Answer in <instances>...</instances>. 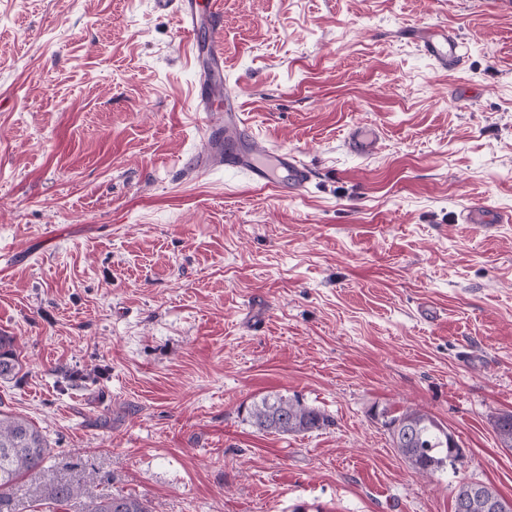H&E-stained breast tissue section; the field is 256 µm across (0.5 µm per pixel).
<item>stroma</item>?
I'll return each instance as SVG.
<instances>
[{"mask_svg": "<svg viewBox=\"0 0 512 512\" xmlns=\"http://www.w3.org/2000/svg\"><path fill=\"white\" fill-rule=\"evenodd\" d=\"M224 85L296 197L219 168L178 0H0V407L50 445L0 512H453L512 500V0H218ZM445 28L461 64L421 36ZM380 151L350 154L356 123ZM296 396L332 423L257 432ZM416 408L464 457L425 478L374 412ZM81 496L41 508V486ZM423 43L426 53L443 67L454 66L463 59L461 42L449 35L448 30L431 31ZM467 224H511L512 213L485 208H471L463 212ZM13 339L0 336V378L14 376L20 369L18 355L12 348ZM249 422L260 433L281 435L304 434L329 425V416L299 397L266 395L253 401L248 411ZM472 486H475V487H473V489L469 492L470 500L467 498H462L465 494H467V491ZM479 487L483 490V492L485 493V495L488 498H491L493 500L485 499L483 496V493H481L479 491ZM461 498H462V502H461V506H460V512L469 511L471 509V507L475 506L476 502L482 503V508L485 510H487V509L497 510L500 508V506L498 504H496L494 502V500L496 502L500 503L501 505H504L507 508V510L503 511V512H512V501H510V502L507 501L506 499L501 497L496 491H494L493 489H491L490 487H487L485 485L473 484V483L461 484L456 491V495H455V499H454V512H457L456 504ZM91 512H152V510L148 502L137 495L117 493L96 502Z\"/></svg>", "mask_w": 512, "mask_h": 512, "instance_id": "35a3bbf8", "label": "stroma"}]
</instances>
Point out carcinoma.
Segmentation results:
<instances>
[{"label":"carcinoma","instance_id":"1","mask_svg":"<svg viewBox=\"0 0 512 512\" xmlns=\"http://www.w3.org/2000/svg\"><path fill=\"white\" fill-rule=\"evenodd\" d=\"M13 339L0 336V378H9L20 369ZM249 422L260 433L304 434L329 425V416L298 397L266 395L250 405ZM399 454L417 474L430 477L454 465L461 455L459 444L450 440L448 429L434 416L419 409L394 414L380 411ZM494 428L502 445L512 448V413L495 417ZM50 453L48 443L27 419L0 411V499L26 474L42 468ZM81 494L75 484L46 483L40 501L56 505ZM91 512H152L148 502L134 494L117 493L95 503Z\"/></svg>","mask_w":512,"mask_h":512}]
</instances>
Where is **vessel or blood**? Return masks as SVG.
<instances>
[{
	"label": "vessel or blood",
	"instance_id": "vessel-or-blood-1",
	"mask_svg": "<svg viewBox=\"0 0 512 512\" xmlns=\"http://www.w3.org/2000/svg\"><path fill=\"white\" fill-rule=\"evenodd\" d=\"M208 16L212 30H220V13L214 0H180L178 17L183 31L196 37L201 16ZM424 49L441 66L457 64L463 57L462 44L447 30L431 31L424 40ZM210 67L201 69L194 85L196 111L221 113L220 123L210 125L206 150L192 154L186 166L193 171L206 172L216 167H231L242 171L257 184H274L282 195L300 193L310 182V168L291 150L269 149L257 151L249 125L232 105L229 95L223 93L220 82L224 71V50L218 40L208 47ZM378 134L375 128L361 124L351 128L344 146L355 156L368 158L375 154ZM463 219L468 224H508L512 213L489 208L465 210Z\"/></svg>",
	"mask_w": 512,
	"mask_h": 512
}]
</instances>
